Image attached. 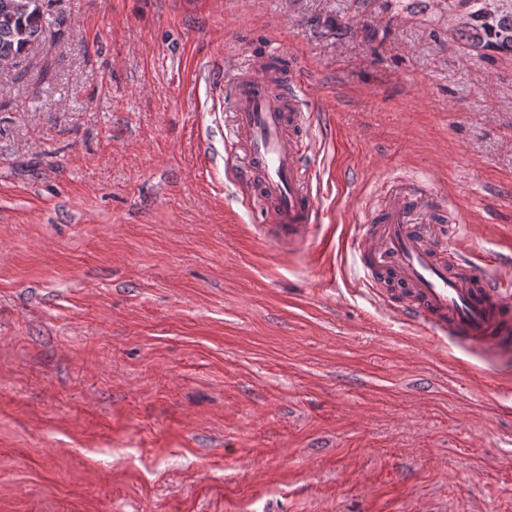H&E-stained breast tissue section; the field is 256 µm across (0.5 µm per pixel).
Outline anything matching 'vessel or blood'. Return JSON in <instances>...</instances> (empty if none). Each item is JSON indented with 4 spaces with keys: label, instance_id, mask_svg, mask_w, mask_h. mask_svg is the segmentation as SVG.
<instances>
[{
    "label": "vessel or blood",
    "instance_id": "b4317fda",
    "mask_svg": "<svg viewBox=\"0 0 512 512\" xmlns=\"http://www.w3.org/2000/svg\"><path fill=\"white\" fill-rule=\"evenodd\" d=\"M284 52L267 45L256 61L234 64L227 80L225 163L246 202L265 221L267 237L282 247L305 244L322 216L307 158L313 142L302 109L287 105L280 72ZM383 204L349 239L376 289L377 276L399 287V311L437 336L497 347L512 335V279L464 257L455 229L438 223L439 196L419 181L381 186Z\"/></svg>",
    "mask_w": 512,
    "mask_h": 512
}]
</instances>
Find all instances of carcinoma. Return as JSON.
I'll use <instances>...</instances> for the list:
<instances>
[{
    "label": "carcinoma",
    "instance_id": "carcinoma-1",
    "mask_svg": "<svg viewBox=\"0 0 512 512\" xmlns=\"http://www.w3.org/2000/svg\"><path fill=\"white\" fill-rule=\"evenodd\" d=\"M42 0H0V62L20 58L43 32ZM460 36L481 48L512 52V15L467 14Z\"/></svg>",
    "mask_w": 512,
    "mask_h": 512
}]
</instances>
